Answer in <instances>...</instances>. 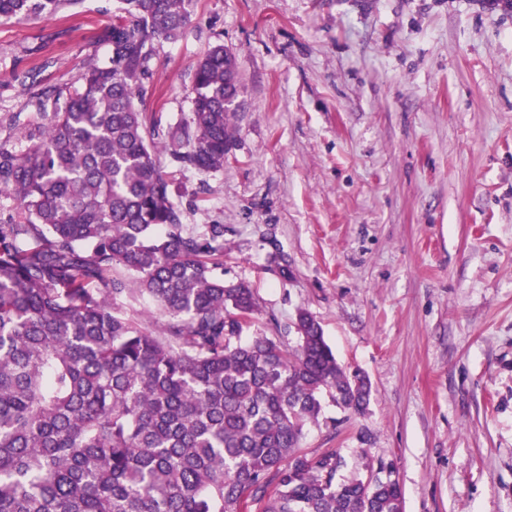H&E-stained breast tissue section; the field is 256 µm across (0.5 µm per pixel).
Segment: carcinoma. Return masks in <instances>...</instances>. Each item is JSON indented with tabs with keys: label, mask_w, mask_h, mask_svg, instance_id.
<instances>
[{
	"label": "carcinoma",
	"mask_w": 512,
	"mask_h": 512,
	"mask_svg": "<svg viewBox=\"0 0 512 512\" xmlns=\"http://www.w3.org/2000/svg\"><path fill=\"white\" fill-rule=\"evenodd\" d=\"M82 0H0L53 18ZM193 0H122L108 61L0 115V512H404L388 476H339L301 446L323 397L362 414L371 391L308 311L294 345L261 334L243 281H224V225L188 233L164 167L224 169L240 107L233 52L194 71L190 116L156 140L138 103L155 43ZM148 296L153 329L121 299Z\"/></svg>",
	"instance_id": "carcinoma-1"
}]
</instances>
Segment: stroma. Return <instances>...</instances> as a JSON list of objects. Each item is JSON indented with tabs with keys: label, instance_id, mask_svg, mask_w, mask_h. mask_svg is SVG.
I'll use <instances>...</instances> for the list:
<instances>
[{
	"label": "stroma",
	"instance_id": "35a3bbf8",
	"mask_svg": "<svg viewBox=\"0 0 512 512\" xmlns=\"http://www.w3.org/2000/svg\"><path fill=\"white\" fill-rule=\"evenodd\" d=\"M118 0L0 18V114L107 57ZM221 44L243 93L222 171L170 169L187 231L224 227L255 332L298 309L369 406H327L302 447L393 464L404 512H512V8L491 0H196L156 43L141 109L189 116Z\"/></svg>",
	"mask_w": 512,
	"mask_h": 512
}]
</instances>
